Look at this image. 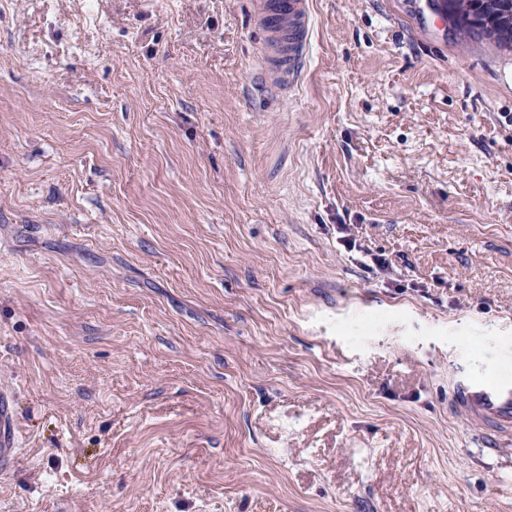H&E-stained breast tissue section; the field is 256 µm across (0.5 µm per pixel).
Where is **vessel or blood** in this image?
Here are the masks:
<instances>
[{"label":"vessel or blood","mask_w":512,"mask_h":512,"mask_svg":"<svg viewBox=\"0 0 512 512\" xmlns=\"http://www.w3.org/2000/svg\"><path fill=\"white\" fill-rule=\"evenodd\" d=\"M254 13L265 32L266 64L278 87L299 85L309 51L312 23L310 0H253ZM452 412L477 428L490 452L512 445V375L483 361L451 377ZM19 455L18 427L10 391L0 390V469Z\"/></svg>","instance_id":"obj_1"}]
</instances>
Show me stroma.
Returning a JSON list of instances; mask_svg holds the SVG:
<instances>
[{
  "instance_id": "stroma-1",
  "label": "stroma",
  "mask_w": 512,
  "mask_h": 512,
  "mask_svg": "<svg viewBox=\"0 0 512 512\" xmlns=\"http://www.w3.org/2000/svg\"><path fill=\"white\" fill-rule=\"evenodd\" d=\"M311 10L288 94L250 0H0V512H512V50ZM451 411L477 428L487 450L500 453L512 444V375L490 361L456 371L451 377ZM18 427L13 409V395L10 391L0 390V469L11 467L20 448Z\"/></svg>"
}]
</instances>
